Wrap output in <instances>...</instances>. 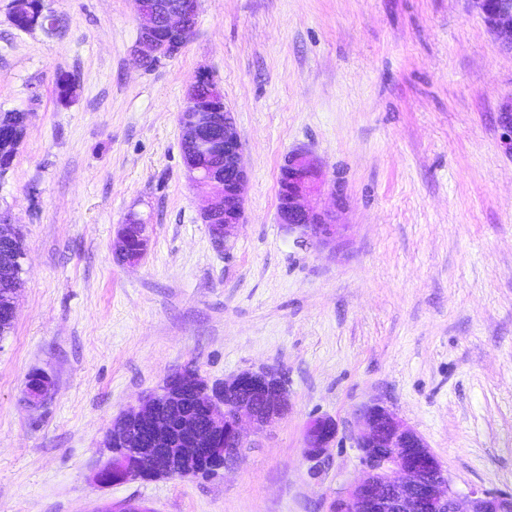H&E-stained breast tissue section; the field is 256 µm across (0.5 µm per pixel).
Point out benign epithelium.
Listing matches in <instances>:
<instances>
[{"instance_id":"1","label":"benign epithelium","mask_w":512,"mask_h":512,"mask_svg":"<svg viewBox=\"0 0 512 512\" xmlns=\"http://www.w3.org/2000/svg\"><path fill=\"white\" fill-rule=\"evenodd\" d=\"M191 0H179L162 9L134 2L141 24V37L135 49L139 64L176 55L182 48L193 12ZM501 44L512 50V0H471ZM210 79L198 74L187 90L185 105L195 112L192 123L181 126L188 142L198 139L215 120L224 105L218 87L213 96L200 98L199 87ZM500 140L512 153V103L499 113ZM224 172L219 174L186 164L191 181L207 191L201 218L213 225L212 240L216 247H227L228 238L243 217V190L247 179L240 137L229 110H224ZM323 173L318 162L303 151H295L280 168L278 215L280 223L298 232L296 245L309 248L315 244L309 229L323 228V239L336 234V214L318 210L311 196L319 193ZM195 372L186 370L169 376L167 399L174 401L183 381L194 379ZM262 384V403L236 394L244 382ZM197 397L209 408V433L224 436L220 447L188 446L176 435L167 437L163 453L153 448L136 446L134 432L145 417L158 427L164 426L160 414L159 393L144 397L139 405L129 408L119 424L108 431L112 440L111 457L98 470L95 480L103 483V472L112 470V485L155 478H187L193 475L200 454L224 462L228 466L241 455L245 443V426L262 430L288 409V393L283 376L274 369L244 371L211 384L198 380ZM363 428L355 434L356 447L364 465L363 476L343 495L332 499L328 512H512V495L485 494L461 499L453 491L445 470L424 440L406 427L385 407L373 404L361 414ZM336 439V423L330 417H316L306 425L304 454L311 460L321 459Z\"/></svg>"}]
</instances>
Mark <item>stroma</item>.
I'll return each instance as SVG.
<instances>
[{
  "label": "stroma",
  "mask_w": 512,
  "mask_h": 512,
  "mask_svg": "<svg viewBox=\"0 0 512 512\" xmlns=\"http://www.w3.org/2000/svg\"><path fill=\"white\" fill-rule=\"evenodd\" d=\"M0 0V113L29 121L0 174L25 253L0 337V512H326L362 474L352 436L378 402L417 432L453 489L512 494V152L499 113L512 50L470 0H200L194 33L153 68L133 0H43L56 32ZM76 94L61 102L59 72ZM209 73L241 138L244 213L215 247L179 115ZM327 184L336 237L307 249L278 219L287 155ZM148 226L117 262L119 224ZM289 409L219 475L95 481L113 420L171 374L262 367ZM51 395L26 401L28 376ZM331 417L321 464L307 422Z\"/></svg>",
  "instance_id": "35a3bbf8"
}]
</instances>
